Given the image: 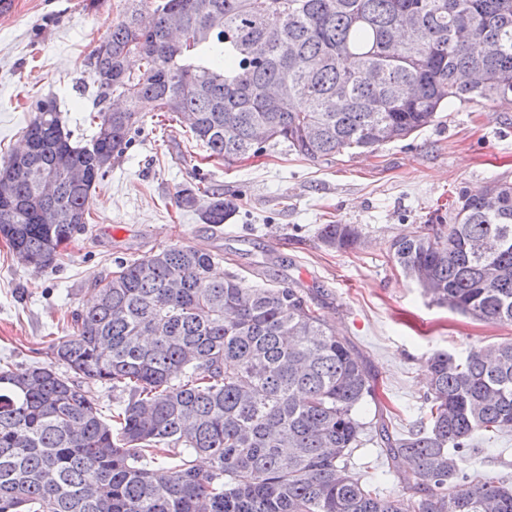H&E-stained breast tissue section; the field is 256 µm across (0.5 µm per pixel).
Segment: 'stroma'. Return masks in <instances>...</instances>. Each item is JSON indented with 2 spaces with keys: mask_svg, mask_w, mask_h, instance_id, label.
Masks as SVG:
<instances>
[{
  "mask_svg": "<svg viewBox=\"0 0 512 512\" xmlns=\"http://www.w3.org/2000/svg\"><path fill=\"white\" fill-rule=\"evenodd\" d=\"M128 0H5L0 6V166L24 141L33 100L55 98L66 127L90 137L96 128L87 64L94 46L122 19ZM142 129L101 180L88 228L68 246L60 267L21 263L0 240V365L21 371L54 367L49 345L115 260L139 259L174 245L223 254L218 268L248 283H295L312 293L319 313L359 351L398 435L425 409L427 362L435 351L466 354L512 341V325L480 321L432 305L396 266L389 246L415 231L459 192L476 194L494 180L512 181V104L452 102L408 139L374 151L346 150L309 161L286 144L233 166L206 159L178 121L157 126L145 105ZM223 189L235 212L223 231L200 210L178 207L176 193L200 180ZM323 224H355L357 247L337 251L317 238ZM464 468L512 484V434H481ZM363 481L403 495L401 463L373 445Z\"/></svg>",
  "mask_w": 512,
  "mask_h": 512,
  "instance_id": "obj_1",
  "label": "stroma"
}]
</instances>
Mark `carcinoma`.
<instances>
[{"label":"carcinoma","instance_id":"cac0c4a2","mask_svg":"<svg viewBox=\"0 0 512 512\" xmlns=\"http://www.w3.org/2000/svg\"><path fill=\"white\" fill-rule=\"evenodd\" d=\"M143 3L131 0L90 54L92 138L73 137L40 99L24 150L0 168V238L27 265L56 267L86 230L92 191L144 101L230 166L263 152L258 129L318 161L405 140L454 100L512 95V0H153L146 24ZM174 14L187 18L182 43L167 28ZM251 39L269 52L252 56ZM274 85L284 98L272 112ZM111 98L123 107L109 116ZM34 167L58 172L53 196ZM208 197L203 219L219 231L234 204L218 188ZM318 236L340 251L360 231L323 224ZM391 249L431 302L512 325V182L459 194ZM216 259L172 246L117 260L49 347L60 370L0 367V512H512L511 488L461 466L477 434L512 432V342L435 352L427 424L394 436L383 413L364 419L376 385L304 289L214 279ZM98 386L128 395L110 421ZM369 427L381 454L409 461L410 497H384L351 471Z\"/></svg>","mask_w":512,"mask_h":512}]
</instances>
